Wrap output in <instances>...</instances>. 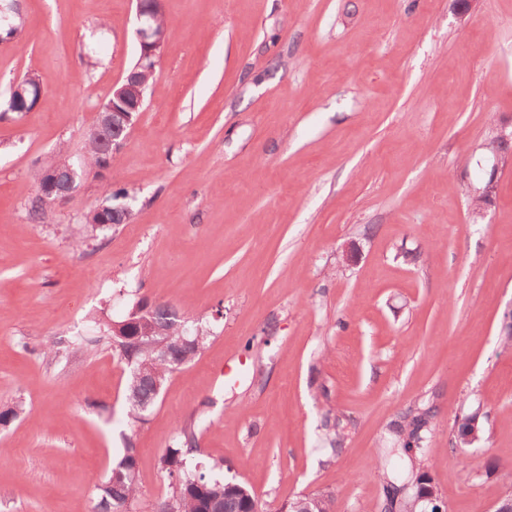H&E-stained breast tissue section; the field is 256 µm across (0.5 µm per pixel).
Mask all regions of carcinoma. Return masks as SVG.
<instances>
[{
  "label": "carcinoma",
  "mask_w": 512,
  "mask_h": 512,
  "mask_svg": "<svg viewBox=\"0 0 512 512\" xmlns=\"http://www.w3.org/2000/svg\"><path fill=\"white\" fill-rule=\"evenodd\" d=\"M34 101L30 93L10 92L5 104L6 112H21L32 109ZM112 138V128H107L102 141H87L83 165L95 169ZM121 193L108 188L105 190L103 207H96L86 216L88 226L103 229V216L113 224H127L133 219V211L117 210ZM148 310L154 324L152 336H133L128 327L112 328V323L97 327L87 336L71 339H52L42 345L39 354L57 358L62 352L75 346L84 353L92 354L105 347L117 356L127 368L126 399L127 417L136 425L146 421L159 394L156 389L166 385L170 375L182 365L193 362L210 338V330L203 322L188 320L175 307L162 303L154 306L140 299L133 304L124 320L139 318L142 310ZM192 328L189 338L191 346L176 349L172 355H164L162 347L175 345L184 335L186 327ZM439 406L430 397L422 398L400 413L390 426V447L384 454L390 458H401L405 468L386 478V485L401 492L399 512H420L421 505L414 502L412 490L416 475L424 469V449L429 443L434 420ZM199 455L194 418H189L181 427L172 446L159 459V468L167 476L165 494L154 504L153 512H252L257 507L256 496L246 485L226 481L215 475L224 464L205 465L196 460ZM142 489L138 480V448L134 437L124 439V452L112 465L107 478L96 485L94 491V512H133ZM297 512H333V501L325 494L302 495L293 500Z\"/></svg>",
  "instance_id": "carcinoma-1"
}]
</instances>
